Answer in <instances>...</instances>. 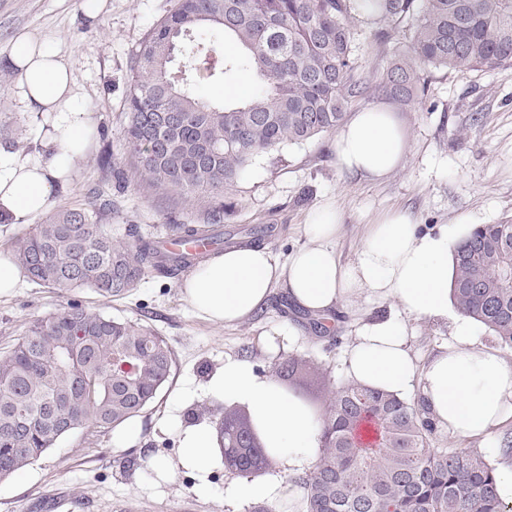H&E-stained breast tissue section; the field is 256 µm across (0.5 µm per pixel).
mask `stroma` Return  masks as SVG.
Wrapping results in <instances>:
<instances>
[{
	"label": "stroma",
	"instance_id": "1",
	"mask_svg": "<svg viewBox=\"0 0 512 512\" xmlns=\"http://www.w3.org/2000/svg\"><path fill=\"white\" fill-rule=\"evenodd\" d=\"M176 0H104L96 17H87L78 0H0V129L10 132L16 155L41 149L40 121L22 112L12 93L16 73L7 55L13 39L28 33L58 42L72 68L78 93L87 101L95 126L106 137L92 136L69 181L56 189V205L112 201V223L137 225L141 234L162 237L168 216L199 224L204 213L177 196L148 187L119 153L126 123L125 98L134 58L150 28L167 16ZM375 21L356 18L359 72L371 77L404 48L401 32L375 36ZM408 147L401 167L371 181L349 175L336 164L335 137L327 134L303 145L284 146L261 156L224 197V238L250 240L252 227L264 225L263 242L278 259L306 244L303 224L310 210L330 202L342 214L336 252L354 260L372 220L402 208L421 230L453 223L465 214L484 223L512 218V75L491 70H433L423 99L399 109ZM111 152V167L99 159ZM181 276L149 277L130 293L103 298L92 289L58 291L25 281L0 296V356L16 343L24 327L37 318L62 312L69 302L119 319L140 322L163 336L175 355L168 385L139 416L140 433L131 445L117 448L108 434L86 428L51 449L41 460L0 482V512H254L257 500L228 498L225 489L239 475L216 465L208 474L206 493L198 478L178 469L158 481L145 464L153 458L176 460L183 426L205 425L215 431L227 400L208 394L207 383L226 359L254 364L258 374L271 373V355L262 334L274 325L292 324L297 340L282 356L301 360L296 380L315 404L344 382L343 359L358 320L380 313L374 301L353 300L339 327L322 337L312 316L288 308L274 289L261 314L241 323L216 327L198 317L180 295ZM410 342L426 361L450 338L446 321L409 320Z\"/></svg>",
	"mask_w": 512,
	"mask_h": 512
}]
</instances>
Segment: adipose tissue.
I'll return each instance as SVG.
<instances>
[{"instance_id": "adipose-tissue-1", "label": "adipose tissue", "mask_w": 512, "mask_h": 512, "mask_svg": "<svg viewBox=\"0 0 512 512\" xmlns=\"http://www.w3.org/2000/svg\"><path fill=\"white\" fill-rule=\"evenodd\" d=\"M8 57L23 109L48 117L36 155L22 159L0 148V217L20 224L50 212L56 184L85 153L93 119L59 48L26 34L12 42ZM406 151L405 127L384 102L358 109L336 138L338 167L369 180L394 172ZM475 222L464 215L423 231L406 211L389 210L371 224L354 260L344 263L335 248L340 214L327 202L309 212L307 243L286 259L263 244H232L202 262L180 293L200 318L218 327L250 317L276 287L324 321L348 312L358 296L396 302L397 312L358 322L344 360L347 379L399 396L420 388L430 417L449 437L490 438L512 417V362L479 342V324L453 313L450 294L456 247ZM410 318L452 321L450 341L423 363L409 344ZM207 391L246 403L280 462L278 474L230 485L229 497L279 500L289 477L314 467L321 426L313 409L273 379L258 376L250 362L226 359ZM215 464L209 433L197 425L183 429L177 461H153L164 480L178 467L203 476Z\"/></svg>"}]
</instances>
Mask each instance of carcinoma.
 I'll return each mask as SVG.
<instances>
[{
    "label": "carcinoma",
    "instance_id": "cac0c4a2",
    "mask_svg": "<svg viewBox=\"0 0 512 512\" xmlns=\"http://www.w3.org/2000/svg\"><path fill=\"white\" fill-rule=\"evenodd\" d=\"M375 20L408 27L405 48L371 80L356 75L354 0H178L143 41L131 68L120 152L148 186L204 209L206 223L168 225L170 239L224 243V194L263 154L335 131L345 109L376 91L407 106L425 95L424 73H512V0H375ZM230 38L238 51L209 53ZM244 72L251 88L234 102L201 99L196 86ZM105 208L63 206L25 232L12 251L45 288L131 292L149 273L193 266L160 241L102 223ZM452 300L512 347V218L481 224L458 246ZM175 357L138 322L85 309L30 321L0 357V481L36 463L63 439L93 426L114 430L141 415L169 383ZM290 357L272 372L301 373ZM315 467L290 479L306 512H512L497 472L473 449L435 448L434 421L404 398L345 382L320 416ZM242 456L276 460L267 447L232 438Z\"/></svg>",
    "mask_w": 512,
    "mask_h": 512
}]
</instances>
